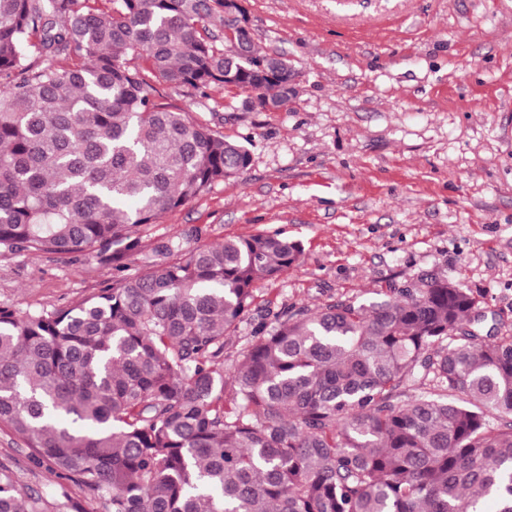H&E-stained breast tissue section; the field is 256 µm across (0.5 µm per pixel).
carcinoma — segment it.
Instances as JSON below:
<instances>
[{"mask_svg":"<svg viewBox=\"0 0 512 512\" xmlns=\"http://www.w3.org/2000/svg\"><path fill=\"white\" fill-rule=\"evenodd\" d=\"M224 0H0V252L96 255L241 175L249 151L159 92L288 108L295 69ZM66 307H0V424L100 512H512V335L422 274L269 310L297 241L256 232ZM231 361L226 365L225 361ZM0 466V512H48Z\"/></svg>","mask_w":512,"mask_h":512,"instance_id":"carcinoma-1","label":"carcinoma"}]
</instances>
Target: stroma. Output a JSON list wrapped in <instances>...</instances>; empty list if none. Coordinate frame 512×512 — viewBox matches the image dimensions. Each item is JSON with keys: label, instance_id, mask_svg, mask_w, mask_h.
<instances>
[{"label": "stroma", "instance_id": "35a3bbf8", "mask_svg": "<svg viewBox=\"0 0 512 512\" xmlns=\"http://www.w3.org/2000/svg\"><path fill=\"white\" fill-rule=\"evenodd\" d=\"M255 46L295 66L287 110L241 95L173 97L251 153L239 177L143 227L128 273L161 246L181 251L257 231L301 242L298 264L259 283L238 333L265 308L374 299L433 273L482 294L512 333V0H240ZM92 256L0 253V307L71 305L110 285ZM0 465L20 492L61 512L78 487L34 467L0 425Z\"/></svg>", "mask_w": 512, "mask_h": 512}]
</instances>
